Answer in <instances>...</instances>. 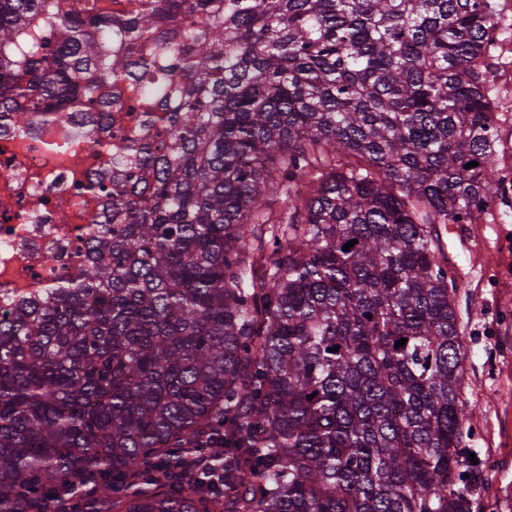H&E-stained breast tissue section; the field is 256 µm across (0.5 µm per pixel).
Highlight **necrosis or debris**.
Wrapping results in <instances>:
<instances>
[{
    "mask_svg": "<svg viewBox=\"0 0 512 512\" xmlns=\"http://www.w3.org/2000/svg\"><path fill=\"white\" fill-rule=\"evenodd\" d=\"M61 138L0 137V311L54 279L78 276L100 200L79 186L74 169L98 160L84 142L71 146L73 161L62 159L52 148Z\"/></svg>",
    "mask_w": 512,
    "mask_h": 512,
    "instance_id": "4bbe7bcc",
    "label": "necrosis or debris"
}]
</instances>
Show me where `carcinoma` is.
<instances>
[{"mask_svg": "<svg viewBox=\"0 0 512 512\" xmlns=\"http://www.w3.org/2000/svg\"><path fill=\"white\" fill-rule=\"evenodd\" d=\"M113 3L0 0V135L112 159L81 275L0 314V512H473L436 225L499 193L498 3ZM186 448L224 494L148 477ZM132 96L133 94L127 85L112 86V97L120 98L125 103L123 112H112V134H125L141 128V112H125L127 107L133 104ZM221 454L224 455V449L222 448L191 449L180 460H177L175 464V470H178L177 480L168 483L167 486L178 487L180 484L195 480L199 475L210 477V481L219 486L224 474H221L215 462Z\"/></svg>", "mask_w": 512, "mask_h": 512, "instance_id": "cac0c4a2", "label": "carcinoma"}]
</instances>
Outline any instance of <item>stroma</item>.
Here are the masks:
<instances>
[{"label":"stroma","mask_w":512,"mask_h":512,"mask_svg":"<svg viewBox=\"0 0 512 512\" xmlns=\"http://www.w3.org/2000/svg\"><path fill=\"white\" fill-rule=\"evenodd\" d=\"M500 47L493 73L506 145L489 178L506 193L477 224H442L438 232L457 279L464 325L468 446L487 478L480 512H512V0H499Z\"/></svg>","instance_id":"1"}]
</instances>
